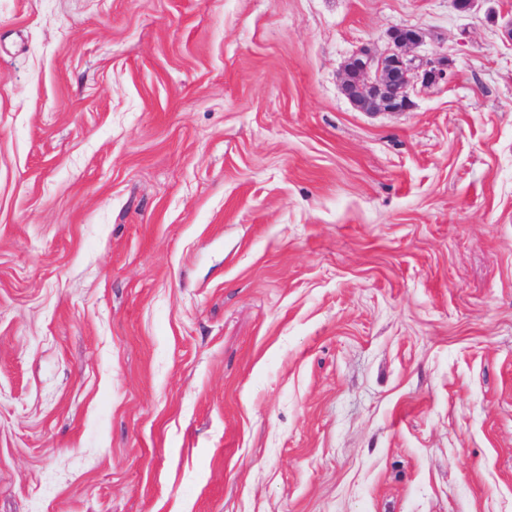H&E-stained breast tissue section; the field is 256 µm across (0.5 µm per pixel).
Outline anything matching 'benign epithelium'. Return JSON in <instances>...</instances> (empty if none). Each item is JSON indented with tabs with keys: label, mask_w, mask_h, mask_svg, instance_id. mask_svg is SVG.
I'll list each match as a JSON object with an SVG mask.
<instances>
[{
	"label": "benign epithelium",
	"mask_w": 512,
	"mask_h": 512,
	"mask_svg": "<svg viewBox=\"0 0 512 512\" xmlns=\"http://www.w3.org/2000/svg\"><path fill=\"white\" fill-rule=\"evenodd\" d=\"M421 39L414 27L393 31L391 46L376 55L362 49L350 58L354 78L342 82L345 95L362 112H406L412 107L410 94L417 83L429 84L446 77L443 63L423 66L409 56L408 49Z\"/></svg>",
	"instance_id": "1"
}]
</instances>
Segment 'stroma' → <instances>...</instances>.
Instances as JSON below:
<instances>
[{"label":"stroma","mask_w":512,"mask_h":512,"mask_svg":"<svg viewBox=\"0 0 512 512\" xmlns=\"http://www.w3.org/2000/svg\"><path fill=\"white\" fill-rule=\"evenodd\" d=\"M0 512H512V0H0ZM420 39L414 27L397 28L391 35V46L380 55L362 49L350 58L344 71L352 63L355 77H345L342 88L357 109L368 113L406 112L412 107L410 94L418 81L424 85L445 79L442 62H429L424 67L409 56L407 49Z\"/></svg>","instance_id":"1"}]
</instances>
